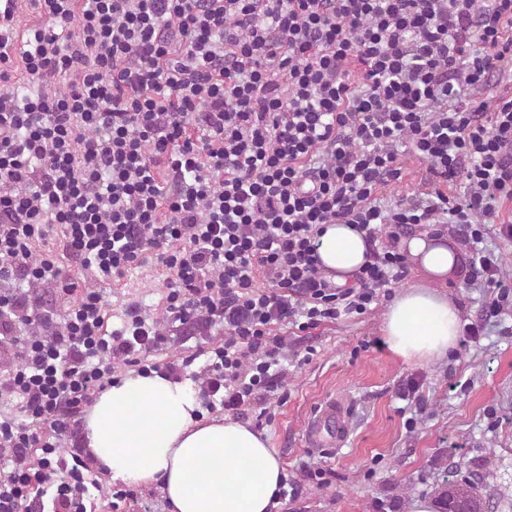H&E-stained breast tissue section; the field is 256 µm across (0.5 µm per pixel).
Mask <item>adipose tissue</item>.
Wrapping results in <instances>:
<instances>
[{"instance_id":"obj_1","label":"adipose tissue","mask_w":512,"mask_h":512,"mask_svg":"<svg viewBox=\"0 0 512 512\" xmlns=\"http://www.w3.org/2000/svg\"><path fill=\"white\" fill-rule=\"evenodd\" d=\"M322 270L351 284L368 245L345 224L325 225L318 238ZM422 283L389 305L382 332L391 352L426 362L455 347L461 314L448 295L430 289L461 266L458 251L426 234L402 240ZM87 455L129 485H159L169 512H271L284 468L267 438L229 417L203 415L186 381L165 374L129 375L96 397L84 418Z\"/></svg>"}]
</instances>
